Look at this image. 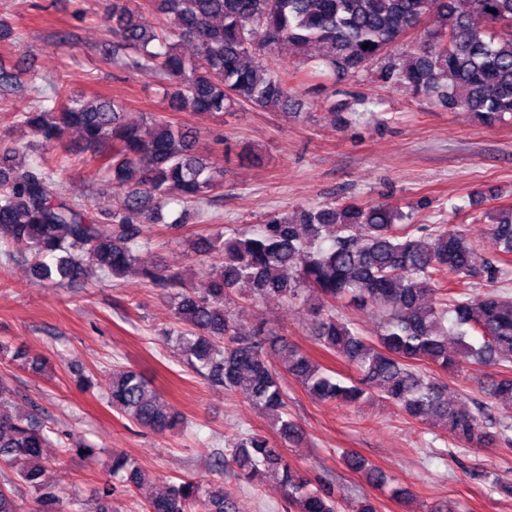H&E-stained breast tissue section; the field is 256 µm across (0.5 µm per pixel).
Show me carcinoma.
<instances>
[{"mask_svg":"<svg viewBox=\"0 0 512 512\" xmlns=\"http://www.w3.org/2000/svg\"><path fill=\"white\" fill-rule=\"evenodd\" d=\"M112 0V55L106 61L158 79L168 105L179 112L222 115L256 108L290 116L298 76L353 78L389 56L414 34L416 52L387 66L388 77L409 85L450 112L473 114L492 125L512 117V0ZM485 18L486 31L473 22ZM189 45L191 52L182 50ZM369 48H363V45ZM290 45L293 73L278 62ZM17 122L39 138V161L26 165L17 148L0 152V248L31 252L32 278L60 286L114 278L138 269L143 224L161 223L173 198L199 211L224 188V162L197 149V130L165 115L126 110L114 99L84 100L54 90L51 108L20 111ZM82 135L109 174L116 210L90 219L57 195L59 163L49 156L63 134ZM398 207L384 203H329L293 216L271 212L250 233L205 239L199 252L223 261L207 287L194 288L164 268L141 270L161 289L177 321L175 342L187 363L210 383L240 390L271 413L284 441L302 432L288 413L283 380L298 381L322 403L355 404L374 395L397 405L411 421H438L448 436L469 447H512V424H496L488 403L474 408L448 402L441 372L466 363L491 370L489 399L512 400V292L503 288L512 265V206L481 212L495 250L484 255L466 232L441 225L407 224ZM331 244L323 246V239ZM485 283L472 293L469 281ZM251 302L269 297L317 303L311 333L327 352L352 366L346 385L299 348L266 347L262 325L240 331L233 292ZM358 307L377 321L369 339L346 318ZM458 348L448 352V335ZM39 373L43 362L20 345L0 341V359ZM107 404L156 434L184 424L135 370L112 373ZM47 420L19 406L0 381V467L14 479L0 484V512H23L16 490L35 493L33 512H66L70 495L45 479L53 444ZM232 462L252 481L276 471L289 512H376L365 495L345 498L286 462L265 436L243 433L231 443ZM112 477L131 492L150 481L138 463L112 454ZM113 486L97 491L88 512H113ZM147 512H228L224 487L184 479L146 500Z\"/></svg>","mask_w":512,"mask_h":512,"instance_id":"carcinoma-1","label":"carcinoma"}]
</instances>
